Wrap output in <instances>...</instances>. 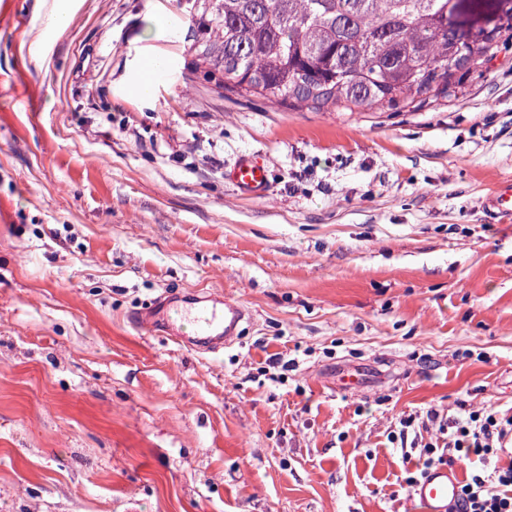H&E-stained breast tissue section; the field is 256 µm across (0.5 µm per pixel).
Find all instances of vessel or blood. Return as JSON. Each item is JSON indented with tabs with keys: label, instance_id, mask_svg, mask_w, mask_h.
<instances>
[{
	"label": "vessel or blood",
	"instance_id": "b4317fda",
	"mask_svg": "<svg viewBox=\"0 0 512 512\" xmlns=\"http://www.w3.org/2000/svg\"><path fill=\"white\" fill-rule=\"evenodd\" d=\"M224 176L241 194L264 197L270 181V170L264 158L243 154L228 169ZM489 209L499 217L512 216V184L498 186L487 197ZM174 303L167 302L154 311L136 315V324L155 331L158 325L168 324L169 313ZM196 330L194 335L178 337V344L199 353H207L235 342L241 324L248 320L246 308L229 297L220 295L190 311ZM460 480L456 470L439 466L427 470L413 487L412 495L423 503L428 512H448L449 505L459 499Z\"/></svg>",
	"mask_w": 512,
	"mask_h": 512
}]
</instances>
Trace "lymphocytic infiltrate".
Segmentation results:
<instances>
[{
  "label": "lymphocytic infiltrate",
  "mask_w": 512,
  "mask_h": 512,
  "mask_svg": "<svg viewBox=\"0 0 512 512\" xmlns=\"http://www.w3.org/2000/svg\"><path fill=\"white\" fill-rule=\"evenodd\" d=\"M437 427L438 443H419L408 437L409 428ZM400 441L408 442L415 454V473L423 475L439 465L492 462L491 471L472 475L461 485V497L450 512H512V460L500 455L512 443V416L491 409L468 410L459 414L427 409L424 419L410 414L400 421Z\"/></svg>",
  "instance_id": "lymphocytic-infiltrate-1"
}]
</instances>
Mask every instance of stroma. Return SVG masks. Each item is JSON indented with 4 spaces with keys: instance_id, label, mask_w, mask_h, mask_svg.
Wrapping results in <instances>:
<instances>
[{
    "instance_id": "1",
    "label": "stroma",
    "mask_w": 512,
    "mask_h": 512,
    "mask_svg": "<svg viewBox=\"0 0 512 512\" xmlns=\"http://www.w3.org/2000/svg\"><path fill=\"white\" fill-rule=\"evenodd\" d=\"M69 2L0 0V512H426L400 418L512 415V39L423 110L308 112L190 72L183 0ZM211 294L218 353L134 323ZM224 176L241 194L261 198L269 186L270 170L264 158L243 154L225 170ZM489 209L500 218L512 215V184L499 185L487 197ZM208 299L209 302L187 311L195 321L194 336H172L178 344L199 353L234 343L241 324L249 319L246 308L232 298L217 295Z\"/></svg>"
}]
</instances>
